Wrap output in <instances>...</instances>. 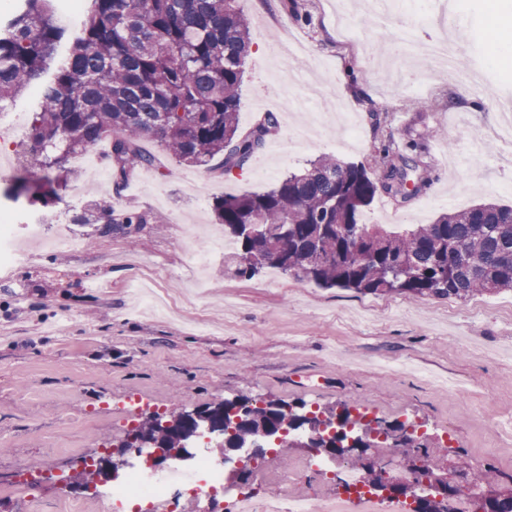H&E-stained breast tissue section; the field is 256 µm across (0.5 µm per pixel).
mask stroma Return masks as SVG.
<instances>
[{
	"mask_svg": "<svg viewBox=\"0 0 512 512\" xmlns=\"http://www.w3.org/2000/svg\"><path fill=\"white\" fill-rule=\"evenodd\" d=\"M330 2L238 0L250 30L239 131L282 105L285 91L269 84L266 43L289 35L310 48L292 60L294 69L325 61L319 79L358 124L356 148L344 147L342 123L326 120L310 143L271 160L272 175L259 177L252 164L225 172L177 163L147 139L158 169L119 187L104 141L88 153L99 177L76 168L47 208L8 195L25 176L20 167L0 177V207L16 213L18 226L37 217L46 238L81 241L71 251L20 240L19 260L0 270V512H20L10 492L18 467L70 473L125 439L131 427L119 407L134 399L143 415L240 395L354 411L367 404L388 424L423 425L439 471L466 463L512 476V449L493 450L490 431L492 420L512 421V311L503 307L512 291L460 300L324 288L274 268L245 277L216 245L224 227L213 196L265 189L321 155L378 175L387 141L415 145L426 182L404 201L377 192L364 219L400 232L451 207L512 205V189L501 187L512 164L493 138L501 105L512 104V39L497 40L492 28L499 17L512 19V0L452 2L455 65L478 73L474 86L448 76L403 78L388 64V43L406 16L416 38L441 34L429 0H400L383 29L354 7L348 39ZM93 202L151 220L129 234L71 223ZM78 417L85 423L76 433L70 424ZM64 439L78 456L55 453ZM314 459L298 448L267 453L270 480L248 487L279 495L290 471Z\"/></svg>",
	"mask_w": 512,
	"mask_h": 512,
	"instance_id": "35a3bbf8",
	"label": "stroma"
}]
</instances>
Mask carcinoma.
I'll list each match as a JSON object with an SVG mask.
<instances>
[{
	"label": "carcinoma",
	"instance_id": "cac0c4a2",
	"mask_svg": "<svg viewBox=\"0 0 512 512\" xmlns=\"http://www.w3.org/2000/svg\"><path fill=\"white\" fill-rule=\"evenodd\" d=\"M50 0H18L0 21V110L45 78L22 159L32 178L10 188L45 206L60 200L50 173L69 172L74 157L111 140L106 158L120 181L154 166L140 142L154 138L181 164L243 168L262 152L278 125L268 112L253 131L237 135L240 88L248 56V24L237 0H89L77 29L50 20ZM386 170L376 179L355 163L319 157L269 189L213 197V209L234 237L237 272L266 267L325 287L380 295L404 293L466 300L512 290V206L493 202L446 211L432 224L402 234L364 224L377 190L405 199L422 180L416 156L385 144ZM115 230L148 223L144 212L112 218ZM261 225L252 232L249 227ZM224 447L278 443L300 432L311 447L339 449L348 440L379 448L374 428L347 405L307 417L298 407L245 395L224 400ZM236 410L237 424L229 412ZM385 451L426 470L425 442L404 425L385 431ZM481 512H512V487L485 475L469 481Z\"/></svg>",
	"mask_w": 512,
	"mask_h": 512
}]
</instances>
